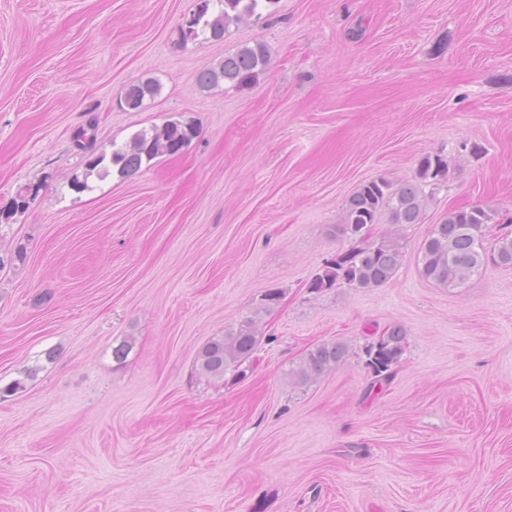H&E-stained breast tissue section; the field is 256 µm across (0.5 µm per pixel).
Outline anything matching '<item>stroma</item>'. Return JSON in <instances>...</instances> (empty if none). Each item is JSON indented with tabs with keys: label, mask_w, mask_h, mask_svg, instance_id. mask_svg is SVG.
<instances>
[{
	"label": "stroma",
	"mask_w": 512,
	"mask_h": 512,
	"mask_svg": "<svg viewBox=\"0 0 512 512\" xmlns=\"http://www.w3.org/2000/svg\"><path fill=\"white\" fill-rule=\"evenodd\" d=\"M195 3L0 0V211L27 194L0 226V386L26 381L0 400V512H512V268L454 291L418 269L448 209L512 214V0H277L184 42ZM258 42L253 83L196 85ZM147 78L159 94L125 107ZM169 120L197 131L180 154L71 189ZM431 153L448 180L393 279L309 293L358 185ZM270 288L252 371L198 377ZM394 324L395 374L366 395L364 348ZM328 340L348 360L291 385Z\"/></svg>",
	"instance_id": "obj_1"
}]
</instances>
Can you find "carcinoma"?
<instances>
[{
    "label": "carcinoma",
    "mask_w": 512,
    "mask_h": 512,
    "mask_svg": "<svg viewBox=\"0 0 512 512\" xmlns=\"http://www.w3.org/2000/svg\"><path fill=\"white\" fill-rule=\"evenodd\" d=\"M276 0H197L196 9L180 30L181 40L210 35L221 39L231 25L251 17H261V10ZM268 49L258 43L241 47L224 56L218 64L205 68L195 76L201 88L225 82L241 87L264 71ZM159 85L146 79L130 85L124 95L130 110L143 106L155 97ZM196 135L191 125L168 121L150 130H141L128 142L111 152L93 156L80 178L71 182L72 189H90L92 177L103 179L117 172L122 177L136 175L143 164L158 156L175 155L187 147ZM447 160L440 154L423 156L412 181L394 186L383 178L372 179L358 186L345 203L342 223L336 235L348 240V248L336 254L307 283L311 294H321L346 286L354 289L377 288L388 283L398 271L402 251L397 237L374 232L382 218L393 225L421 222L428 205L425 187H440L448 179ZM494 217L491 210L480 206L452 208L435 225L423 241L418 253L421 274L437 285L454 290L479 275L492 263L512 267V235L497 236L492 247L485 246V232ZM282 291L271 288L261 294L253 315L242 319L224 334L210 337L195 356L197 373L210 380L238 381L246 377L260 344L256 329L257 316L276 307ZM406 339L405 330L393 325L375 341L365 346V365L370 372L368 393L389 384L394 376L393 365L399 362ZM349 350L339 341L321 342L307 351L303 359L288 372L289 379L305 385L314 377L338 368L346 361Z\"/></svg>",
    "instance_id": "1"
}]
</instances>
